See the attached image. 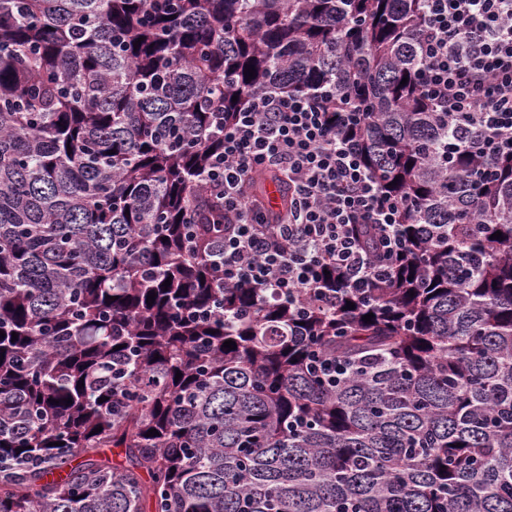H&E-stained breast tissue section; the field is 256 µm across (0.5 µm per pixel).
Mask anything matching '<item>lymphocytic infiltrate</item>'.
Instances as JSON below:
<instances>
[{
	"label": "lymphocytic infiltrate",
	"mask_w": 512,
	"mask_h": 512,
	"mask_svg": "<svg viewBox=\"0 0 512 512\" xmlns=\"http://www.w3.org/2000/svg\"><path fill=\"white\" fill-rule=\"evenodd\" d=\"M421 89L438 111L468 113L495 144L512 149V0H428ZM350 115H334L304 95L252 96L224 126V153L209 172L224 203V282L292 300L316 294L318 272L335 267L344 284L384 277L405 242L396 231L401 202L381 192L363 165ZM291 194L287 223H271L248 189L267 168ZM369 225V256L354 225Z\"/></svg>",
	"instance_id": "f902f5d3"
}]
</instances>
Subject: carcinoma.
Masks as SVG:
<instances>
[{
    "instance_id": "obj_1",
    "label": "carcinoma",
    "mask_w": 512,
    "mask_h": 512,
    "mask_svg": "<svg viewBox=\"0 0 512 512\" xmlns=\"http://www.w3.org/2000/svg\"><path fill=\"white\" fill-rule=\"evenodd\" d=\"M425 11L0 0V512H512V151L421 93ZM265 91L359 115L403 203L332 306L224 286L206 177Z\"/></svg>"
}]
</instances>
